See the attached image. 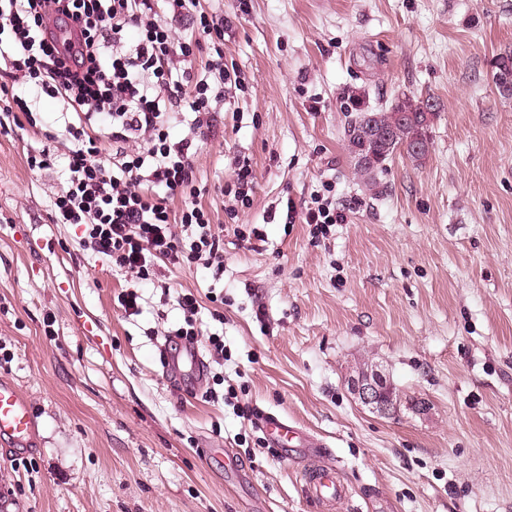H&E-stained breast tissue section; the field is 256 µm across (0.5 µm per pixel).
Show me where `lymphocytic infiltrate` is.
Returning a JSON list of instances; mask_svg holds the SVG:
<instances>
[{
	"label": "lymphocytic infiltrate",
	"mask_w": 512,
	"mask_h": 512,
	"mask_svg": "<svg viewBox=\"0 0 512 512\" xmlns=\"http://www.w3.org/2000/svg\"><path fill=\"white\" fill-rule=\"evenodd\" d=\"M156 7L157 0H0V59L35 93L66 100L74 115L54 221L81 226V246L129 276L118 300L131 315L158 263L224 272V237L201 202L206 189L194 161L213 126L212 101L239 77L224 66L223 19L200 15L188 39L159 21ZM51 21L77 23L70 52L46 38ZM201 54L207 76L195 81L188 68ZM182 100L193 117L174 141L168 129L182 120ZM298 220L324 236L347 216L317 198L300 208L287 203L286 223Z\"/></svg>",
	"instance_id": "f902f5d3"
}]
</instances>
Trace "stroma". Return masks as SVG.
Segmentation results:
<instances>
[{
	"mask_svg": "<svg viewBox=\"0 0 512 512\" xmlns=\"http://www.w3.org/2000/svg\"><path fill=\"white\" fill-rule=\"evenodd\" d=\"M198 8L227 19L224 65L242 78L195 162L224 229V273L159 267L134 316L117 300L124 275L82 249L80 227L53 221L63 101L32 96L0 62V83L37 118L0 132V377L30 400L37 441L0 437V512H512V97L491 68L512 52V0ZM404 92L438 104L430 153H395L374 194L344 126L355 104ZM48 144L49 169L31 170L28 153ZM239 156L256 179L233 220L222 187ZM326 186L347 223L324 238L286 223L287 201ZM241 224L264 231L260 250L238 240ZM188 291L207 370L184 390L160 350ZM366 364L397 388L399 411L351 393ZM210 387L235 388V405L204 400ZM418 397L426 416L407 408ZM239 405L293 420L323 450L258 445ZM324 466L345 492L333 505L305 484Z\"/></svg>",
	"mask_w": 512,
	"mask_h": 512,
	"instance_id": "obj_1",
	"label": "stroma"
}]
</instances>
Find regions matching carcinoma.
I'll return each mask as SVG.
<instances>
[{
	"label": "carcinoma",
	"instance_id": "carcinoma-1",
	"mask_svg": "<svg viewBox=\"0 0 512 512\" xmlns=\"http://www.w3.org/2000/svg\"><path fill=\"white\" fill-rule=\"evenodd\" d=\"M492 67L502 84L496 85L503 97L512 96V53H502L493 59ZM438 110L430 98L403 93L384 109L355 106L354 115L344 129L355 174L365 188L379 192L377 176L394 153L407 150V158L419 162L427 153L415 152V147L430 141L429 128Z\"/></svg>",
	"mask_w": 512,
	"mask_h": 512
}]
</instances>
